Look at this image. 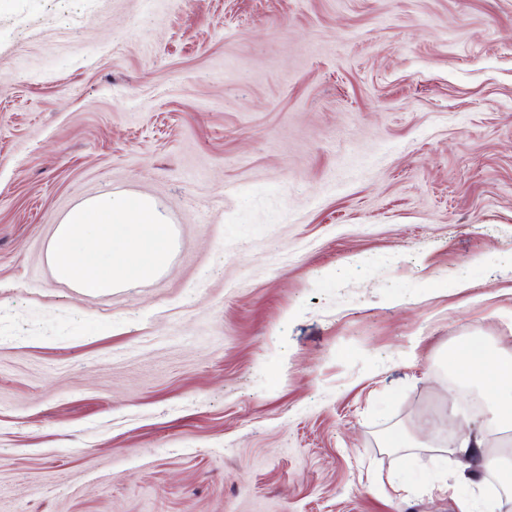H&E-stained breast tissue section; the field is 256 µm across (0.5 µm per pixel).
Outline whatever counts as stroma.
I'll return each mask as SVG.
<instances>
[{
	"label": "stroma",
	"instance_id": "35a3bbf8",
	"mask_svg": "<svg viewBox=\"0 0 512 512\" xmlns=\"http://www.w3.org/2000/svg\"><path fill=\"white\" fill-rule=\"evenodd\" d=\"M112 193L175 250L77 292L45 244ZM475 340L512 352V0L0 10V512H512L439 455Z\"/></svg>",
	"mask_w": 512,
	"mask_h": 512
}]
</instances>
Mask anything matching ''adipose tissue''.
<instances>
[{
	"mask_svg": "<svg viewBox=\"0 0 512 512\" xmlns=\"http://www.w3.org/2000/svg\"><path fill=\"white\" fill-rule=\"evenodd\" d=\"M174 244L154 200L106 194L81 202L57 224L45 260L80 292L108 293L159 275ZM448 367L464 378L486 379L493 401L488 427L512 428V352L481 353L467 345L449 356Z\"/></svg>",
	"mask_w": 512,
	"mask_h": 512,
	"instance_id": "adipose-tissue-1",
	"label": "adipose tissue"
}]
</instances>
